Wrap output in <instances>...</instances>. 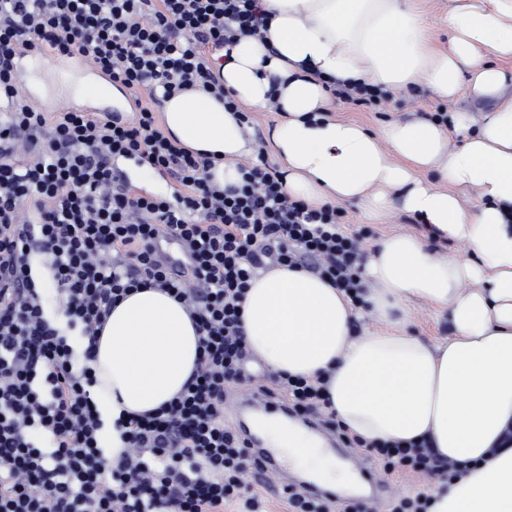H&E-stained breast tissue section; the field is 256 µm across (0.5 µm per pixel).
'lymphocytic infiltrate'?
<instances>
[{
    "mask_svg": "<svg viewBox=\"0 0 512 512\" xmlns=\"http://www.w3.org/2000/svg\"><path fill=\"white\" fill-rule=\"evenodd\" d=\"M262 0H0V512H260L246 440L224 419V389L248 382L241 307L251 280L276 266L314 267L360 301L369 230L347 229L341 207L289 196L264 147L236 185L212 184L213 158L162 131L155 104L202 88L238 104L215 76L216 52L261 36ZM90 60L126 89L120 115L44 112L17 82L20 55ZM137 159L172 181L168 197L120 181ZM193 259L190 278L155 255L163 232ZM39 252L62 318L50 317L31 264ZM157 288L188 307L201 357L185 390L152 414L120 417V454L102 445L106 421L91 390L96 339L132 289ZM265 394L318 416L347 447L390 476L449 481L462 468L427 442L370 441L326 415V378L275 374Z\"/></svg>",
    "mask_w": 512,
    "mask_h": 512,
    "instance_id": "1",
    "label": "lymphocytic infiltrate"
}]
</instances>
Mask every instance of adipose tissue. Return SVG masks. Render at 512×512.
<instances>
[{
	"instance_id": "obj_1",
	"label": "adipose tissue",
	"mask_w": 512,
	"mask_h": 512,
	"mask_svg": "<svg viewBox=\"0 0 512 512\" xmlns=\"http://www.w3.org/2000/svg\"><path fill=\"white\" fill-rule=\"evenodd\" d=\"M264 39L239 36L216 76L254 108L276 98L271 131L284 191L312 205L388 203L462 242L437 254L392 234L370 252L363 306L319 275L278 266L251 282L243 303L247 348L275 374H326L330 412L364 440H427L465 464L436 482L429 512H512V0H448L447 47L425 0H263ZM336 84L384 91L425 87L448 99L461 86L494 107L447 122L417 117L381 134L330 117ZM165 134L216 155L219 186L237 183L250 152L245 127L202 88L163 102ZM463 133L460 148L448 147ZM479 194L469 204L466 190ZM446 310L452 335H408L406 305ZM378 330L357 333L361 313ZM96 400L113 416L145 414L177 397L196 370L200 333L186 307L155 288L128 293L98 334Z\"/></svg>"
}]
</instances>
